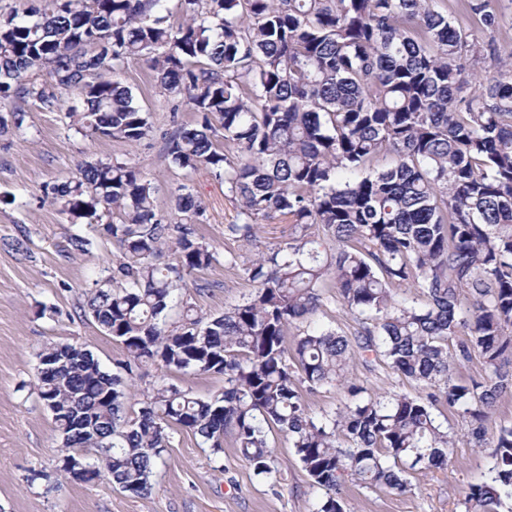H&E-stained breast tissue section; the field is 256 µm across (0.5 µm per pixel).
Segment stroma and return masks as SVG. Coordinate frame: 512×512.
Instances as JSON below:
<instances>
[{
    "mask_svg": "<svg viewBox=\"0 0 512 512\" xmlns=\"http://www.w3.org/2000/svg\"><path fill=\"white\" fill-rule=\"evenodd\" d=\"M138 104L150 112L151 136L136 146L70 130L64 113L17 101L0 103V113L23 108L20 128L0 136V512H311L320 495L286 436L274 441L279 470L276 483L256 477L225 437L214 456L191 431L174 428L170 446L158 461L149 494L136 496L111 481H68L59 470L60 438L50 411L37 394L38 353L52 343H70L92 352L102 368L120 373L124 348L83 316L86 292L110 267L116 250L103 225L71 222L46 200L48 187L76 177L80 167L115 158L136 163L157 188L160 214L173 217L175 189L182 177L165 153L163 135L172 116L188 122V106L173 109L149 70L131 64L119 76ZM191 190L206 209L198 232L217 252H248L230 236L236 208L224 185L200 172ZM87 238L86 251L71 250L70 236ZM197 284L175 295L168 322L184 305L220 314L252 291L245 277L215 263L196 275ZM209 398L224 389L216 373L164 372L160 363H142L132 376L134 391L158 381ZM489 451L457 440L450 460L409 474L411 492L379 493L347 483L348 512H461L470 485L485 480Z\"/></svg>",
    "mask_w": 512,
    "mask_h": 512,
    "instance_id": "obj_1",
    "label": "stroma"
}]
</instances>
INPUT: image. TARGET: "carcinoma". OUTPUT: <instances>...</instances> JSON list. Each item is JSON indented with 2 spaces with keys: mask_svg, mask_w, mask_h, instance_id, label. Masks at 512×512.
Here are the masks:
<instances>
[{
  "mask_svg": "<svg viewBox=\"0 0 512 512\" xmlns=\"http://www.w3.org/2000/svg\"><path fill=\"white\" fill-rule=\"evenodd\" d=\"M167 2L50 0L0 23V99L137 144L150 115L118 76L141 63L173 101L171 162L188 181L210 173L236 202L228 232L252 242L279 216L291 233L250 257L224 253V267L255 284L248 298L221 315L186 306L170 324L175 291L218 261L189 186L178 187L173 220L128 160L87 162L52 187L60 213L105 223L119 250L84 313L123 346L127 375L153 359L168 372L224 375V392L207 400L162 383L134 417L132 384L92 355L37 376L61 437L60 471L146 495L176 426L216 455L232 436L239 458L273 483L271 438L286 435L322 491L315 512H346L349 478L403 494L408 472L447 462L457 437L439 419L447 407L472 447H493L464 512H512V424L485 426L512 391V59L484 52L440 0H178L176 22ZM467 8L481 32L499 28L488 0ZM488 61L497 76L482 81ZM183 102L191 123L178 120ZM166 249L177 263L160 264ZM401 288L425 304L396 299ZM333 300L358 323L353 336L308 321ZM474 354L485 376L462 383L456 370ZM357 357L418 392L367 393ZM324 387L347 397L316 416L303 392ZM87 449L97 461L70 477L69 461Z\"/></svg>",
  "mask_w": 512,
  "mask_h": 512,
  "instance_id": "obj_1",
  "label": "carcinoma"
}]
</instances>
